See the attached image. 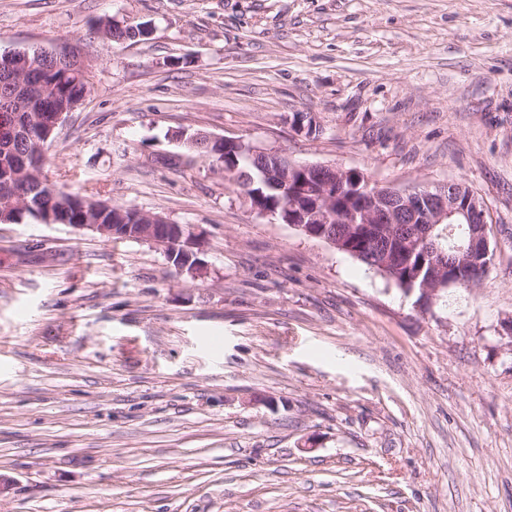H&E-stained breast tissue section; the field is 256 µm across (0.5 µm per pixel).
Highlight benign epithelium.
Segmentation results:
<instances>
[{
	"label": "benign epithelium",
	"instance_id": "7a95c632",
	"mask_svg": "<svg viewBox=\"0 0 512 512\" xmlns=\"http://www.w3.org/2000/svg\"><path fill=\"white\" fill-rule=\"evenodd\" d=\"M30 64L28 51L18 50L0 55V72L16 73ZM70 110L48 113L39 118L42 124L41 136L48 138L64 121ZM19 133L17 120L9 112L0 113V143H10ZM217 145L226 148L241 144V140L227 137H214L204 133H195L183 140V145L194 150L201 144ZM250 157L260 175L271 180L273 187L279 191L278 198L282 213L288 214V223L304 229L312 238L322 239L331 245H336L333 238L319 231L321 224H353L357 216H363L365 224H442L448 226V237H453L455 225L477 224V232L470 233L468 241L454 245L453 249L469 256L480 255L484 258L490 255V245L487 234V210L482 198L467 189L458 181H451L433 189L414 188L396 189L389 185H371L370 181H362L361 172L356 169H346L338 166L319 164H300L288 157L270 149L249 145ZM280 157L277 170L272 172L267 167L269 157ZM38 176L36 165L28 163V156L15 159L14 168L0 169V178L15 180L17 174L13 169ZM355 182L363 184V188L352 195L357 201L356 206L349 207L345 213H336V200L339 189L345 184ZM17 202L0 208V224H14L23 220L27 211H33L37 216L44 217V223L52 221V213H44L39 199L31 200L28 195L19 191L16 193ZM130 224H98L91 218L80 228L90 230L101 238L118 237L152 243H175L181 245L180 253H170L169 259L176 260V266L183 269L191 267L197 275L204 272L200 262L194 261L197 252L193 251L197 235L191 224H171L161 216H154L140 209L130 211ZM447 271L444 263L433 264V272L428 282L422 288L423 297L415 303L421 309L433 305L435 295L440 287L448 284L458 286L462 281L454 277H445Z\"/></svg>",
	"mask_w": 512,
	"mask_h": 512
}]
</instances>
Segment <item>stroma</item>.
Listing matches in <instances>:
<instances>
[{
	"mask_svg": "<svg viewBox=\"0 0 512 512\" xmlns=\"http://www.w3.org/2000/svg\"><path fill=\"white\" fill-rule=\"evenodd\" d=\"M67 190L194 225L205 270L0 224V512H512V0H0V54L81 41ZM399 189L464 182L493 259L416 307L253 210L181 135ZM202 142H204L208 146L209 159H212L214 156L219 157L223 154V151L211 150L212 145L224 146V152H225V151H227V149H225V148H228L231 146H237L241 143H244L242 140L235 139V138L214 137V136L207 135L204 133H195L193 135H190L186 139H184L183 145L190 150H195L198 146H200L202 144ZM193 153H196L202 157V154H206L207 151L204 148V149H200V150H195ZM222 156H224V154Z\"/></svg>",
	"mask_w": 512,
	"mask_h": 512,
	"instance_id": "obj_1",
	"label": "stroma"
}]
</instances>
